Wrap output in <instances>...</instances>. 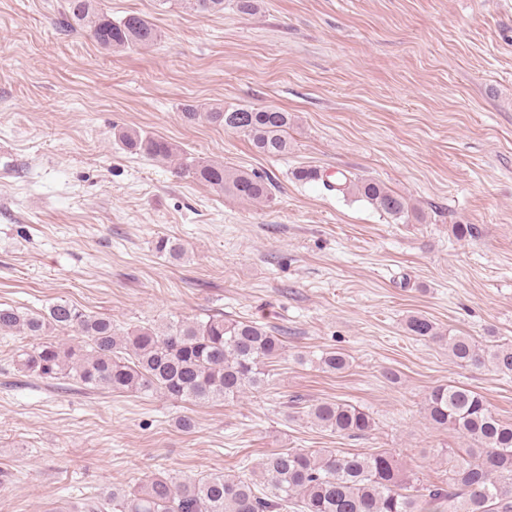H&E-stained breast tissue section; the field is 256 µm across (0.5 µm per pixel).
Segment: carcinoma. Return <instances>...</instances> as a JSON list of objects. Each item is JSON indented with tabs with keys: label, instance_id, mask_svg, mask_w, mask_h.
Masks as SVG:
<instances>
[{
	"label": "carcinoma",
	"instance_id": "1",
	"mask_svg": "<svg viewBox=\"0 0 512 512\" xmlns=\"http://www.w3.org/2000/svg\"><path fill=\"white\" fill-rule=\"evenodd\" d=\"M181 8L207 17L224 11V0H177ZM64 25L86 30L103 49L150 46L159 37L152 23L138 14L114 21L98 12L93 0H67ZM189 122L205 120L249 137L269 157L288 152L291 115L277 108H187ZM130 151L176 162L175 173L187 174L214 190L251 203L271 199L269 185L246 171H230L215 161L188 165L173 144L137 131H121ZM298 179H320L328 191L355 193L375 209L399 218L406 199L374 179L333 178L301 171ZM57 330L64 339H49ZM407 332L430 340H448L451 357L461 366H492L512 375V344L480 342L471 336H442L424 315L406 320ZM23 333L29 346L18 350L17 365L41 380L68 378L86 389L116 393L155 392L174 401H233L269 384L267 364L286 348L283 336L256 321L169 320L118 332L112 319L89 315L74 305L56 302L44 312L0 307V335ZM319 365L330 372L348 368L338 351L322 353ZM317 426L340 437H361L373 427L370 414L356 406L322 401L309 407ZM425 418L436 429L450 430L466 441L453 454L448 481L425 484L400 468L392 451L319 452L284 448L258 464L262 487L236 475L205 479L156 476L130 490L114 489L52 512H512V423L499 419L485 397L458 385H440L425 401Z\"/></svg>",
	"mask_w": 512,
	"mask_h": 512
}]
</instances>
